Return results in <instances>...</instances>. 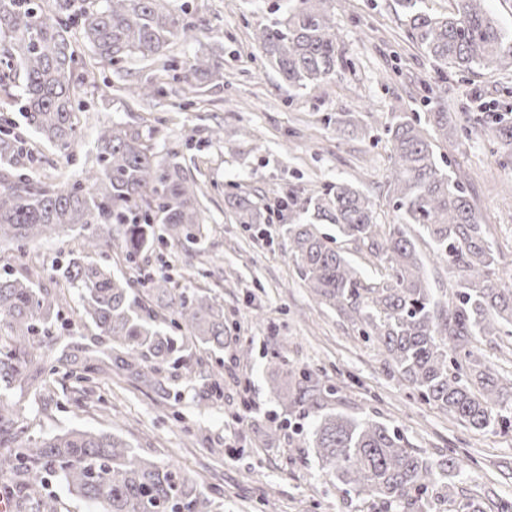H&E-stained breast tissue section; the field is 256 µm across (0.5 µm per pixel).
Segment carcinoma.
Returning <instances> with one entry per match:
<instances>
[{
    "instance_id": "obj_1",
    "label": "carcinoma",
    "mask_w": 512,
    "mask_h": 512,
    "mask_svg": "<svg viewBox=\"0 0 512 512\" xmlns=\"http://www.w3.org/2000/svg\"><path fill=\"white\" fill-rule=\"evenodd\" d=\"M328 2L298 0L283 19L255 33L290 87L330 79L343 63ZM454 2L453 12L435 16L421 0H399L412 38L437 70L512 67V37L489 14L485 0ZM184 12L176 0H0V89L43 142L71 155L87 81L71 33L110 66L132 56L162 58L164 71L189 86L223 78L218 58L197 56L180 68L174 58L163 57L170 44L201 32L181 18ZM425 100L437 132L448 137L447 102L431 88ZM488 117L501 140L512 145V111ZM387 135L398 224L380 233L370 197L346 182L303 200L290 191L288 213L299 206L306 218L286 225L289 254L317 303L351 314L360 336L384 350L389 368L425 403L474 430L512 431V416L494 413L512 394V373H496L472 350L478 336L512 339V287L493 278L494 252L473 200L464 183L441 166L421 118L397 115ZM152 139L153 132L139 125H104L96 138V171L58 185L28 172L31 152L12 122L0 128V243L20 247L65 230L85 232L81 250L69 253L57 272L78 291L81 317L98 330L93 344L71 336L56 346L52 326L62 314L60 296L28 275H0V474L22 478L25 494L11 496L17 512H24L32 495L36 512H60L58 497L43 492L51 479L95 512H216L215 499L180 465H160L118 435L72 429L29 436L13 400L22 384L41 394L47 377L61 370L88 401L105 368L129 376L149 368L164 387L177 379L169 369L188 365L182 340L217 349L228 342L224 308L209 296L179 288L165 274L133 280L92 260L112 245L134 265L157 243L190 248L203 239L201 188L176 156L159 157ZM227 202L239 223H265L249 197L233 193ZM320 222L335 225L336 234L384 264L383 284L366 283L333 246L335 238L320 232ZM407 224L419 225L448 259L455 281L450 297L430 287ZM300 376L291 403L313 407V373ZM310 443L326 474L387 509L416 504L441 479L460 472L458 458L432 462L397 431L372 420L320 415Z\"/></svg>"
}]
</instances>
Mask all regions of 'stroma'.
I'll use <instances>...</instances> for the list:
<instances>
[{
	"mask_svg": "<svg viewBox=\"0 0 512 512\" xmlns=\"http://www.w3.org/2000/svg\"><path fill=\"white\" fill-rule=\"evenodd\" d=\"M198 39L179 42L170 53L184 61L197 55L224 59L220 83L187 88L168 82L148 102L128 87L162 74L161 63L135 59L102 64L85 46L77 51L86 70L108 79L112 94L89 89L81 115V139L73 157L38 146L30 163L39 179L54 183L83 178L90 168L98 129L111 122L153 129L160 154L175 152L203 187L206 234L197 253L167 245L147 252L138 268L118 249L98 259L117 274H169L181 288L213 297L224 308L233 342L212 351L192 345L190 367L181 371L179 397L121 376L101 383L105 408L71 402L34 404L20 396L32 437L72 428L120 434L156 462L177 461L217 493L218 512H380V504L330 479L313 449L304 447L317 412L369 419L397 430L412 447L436 461L454 454L463 461L454 483L458 494L437 490L415 512H466L482 502L485 512L512 504V432L469 429L421 401L389 369L378 346L365 342L345 314L318 305L288 257L283 228L287 212L278 201L288 191L323 192L345 181L367 193L381 231L398 212L389 189L391 146L385 128L399 113L427 115V88L448 101V124L459 133L436 138L476 206L497 254L495 277L512 284V160L492 127L477 123L481 107L512 108V70L478 66L440 78L410 36L397 0H330L328 18L339 36L343 65L330 80L301 89L287 87L254 40L258 27L288 8V0H188ZM355 115L337 133L335 116ZM223 128L221 142L211 132ZM239 193L275 211L273 223L244 228L226 197ZM78 233L31 242L24 251L0 247V273L37 266L39 283L55 288V268L76 249ZM252 349L236 364L237 346ZM279 354L293 372L310 369L319 383L320 410L279 401L268 388V361ZM223 449L220 457L212 449Z\"/></svg>",
	"mask_w": 512,
	"mask_h": 512,
	"instance_id": "obj_1",
	"label": "stroma"
}]
</instances>
